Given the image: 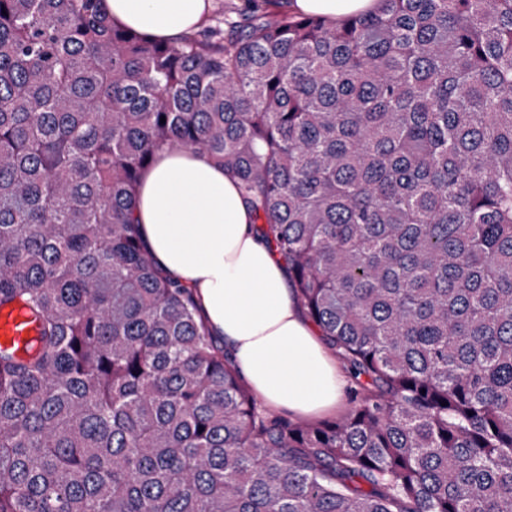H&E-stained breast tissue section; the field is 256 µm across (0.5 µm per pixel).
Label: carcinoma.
<instances>
[{
    "label": "carcinoma",
    "instance_id": "carcinoma-1",
    "mask_svg": "<svg viewBox=\"0 0 512 512\" xmlns=\"http://www.w3.org/2000/svg\"><path fill=\"white\" fill-rule=\"evenodd\" d=\"M0 0V512H512V0L177 43ZM166 122H160V118ZM232 171L358 388L272 414L146 252L162 151ZM38 336L39 323L22 302L0 305V350L25 358L37 349Z\"/></svg>",
    "mask_w": 512,
    "mask_h": 512
}]
</instances>
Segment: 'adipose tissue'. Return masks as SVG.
I'll list each match as a JSON object with an SVG mask.
<instances>
[{
	"mask_svg": "<svg viewBox=\"0 0 512 512\" xmlns=\"http://www.w3.org/2000/svg\"><path fill=\"white\" fill-rule=\"evenodd\" d=\"M112 23L175 41L205 20L208 0H105ZM237 176L204 153H158L141 175L135 216L168 279L194 291L211 336L271 409L335 413L344 381L299 307L288 271L260 237Z\"/></svg>",
	"mask_w": 512,
	"mask_h": 512,
	"instance_id": "obj_1",
	"label": "adipose tissue"
}]
</instances>
